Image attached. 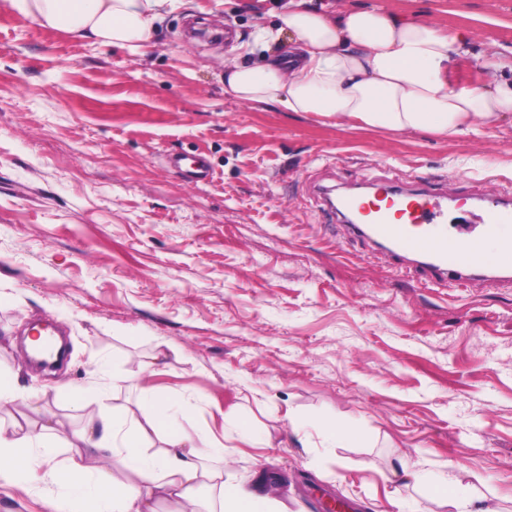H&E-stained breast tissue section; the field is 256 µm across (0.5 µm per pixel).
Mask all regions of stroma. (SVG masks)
<instances>
[{
    "label": "stroma",
    "instance_id": "1",
    "mask_svg": "<svg viewBox=\"0 0 512 512\" xmlns=\"http://www.w3.org/2000/svg\"><path fill=\"white\" fill-rule=\"evenodd\" d=\"M468 32L453 76L481 84L512 55V0H311ZM279 0H181L138 50L77 42L0 0V373L18 375L67 427L179 398L224 438V478L262 493L284 477L286 512H512V285L459 286L367 257L316 188L390 179L404 191L494 200L512 192V125L473 137L356 130L247 104L224 65L291 57L261 46ZM202 155L191 183L168 159ZM58 326L70 354L29 365L25 331ZM160 354L155 376L142 360ZM92 387L75 404L66 387ZM350 443L330 447L319 421ZM246 424L253 440L241 438ZM36 461L0 480V512H46ZM420 474L406 483L401 469Z\"/></svg>",
    "mask_w": 512,
    "mask_h": 512
}]
</instances>
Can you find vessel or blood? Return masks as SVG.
Masks as SVG:
<instances>
[{
    "label": "vessel or blood",
    "instance_id": "obj_1",
    "mask_svg": "<svg viewBox=\"0 0 512 512\" xmlns=\"http://www.w3.org/2000/svg\"><path fill=\"white\" fill-rule=\"evenodd\" d=\"M174 167L185 170L189 181L198 183L211 180L213 172L198 156L190 161L171 158ZM404 205L407 221L403 224L390 223L386 207ZM345 211L372 214L368 224L351 225L353 237L371 242L383 252L398 260L406 269L465 284L475 279L487 281L512 280V264L483 262L477 260L471 249L481 234L498 232L500 225L512 223V204L500 200L488 202L482 216L483 225L479 233L440 236L438 227L448 221V198L440 193L407 194L392 192L386 207L364 201L357 195H346L341 200ZM443 237L441 247H427V240Z\"/></svg>",
    "mask_w": 512,
    "mask_h": 512
}]
</instances>
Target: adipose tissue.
Returning a JSON list of instances; mask_svg holds the SVG:
<instances>
[{"mask_svg": "<svg viewBox=\"0 0 512 512\" xmlns=\"http://www.w3.org/2000/svg\"><path fill=\"white\" fill-rule=\"evenodd\" d=\"M176 0H9L19 15L75 40L138 49L150 40L163 10ZM290 36L295 54L255 66L228 65L224 84L237 100L310 112L357 129L454 137L512 124L511 67L485 60L488 79L458 86L451 74L467 54V39L432 22H413L372 5L330 15L308 0H285L275 29L257 41ZM35 420L20 437L0 429V480L20 482L40 456L67 443L66 463L51 470L64 491L44 500L48 512H157L155 501L195 502L201 490L219 491L220 512H276V501L226 482L213 460L224 443L200 433L185 410L165 393L150 394L138 411L113 408L92 424L65 429L55 416L32 407ZM129 481L115 482L101 461Z\"/></svg>", "mask_w": 512, "mask_h": 512, "instance_id": "1", "label": "adipose tissue"}]
</instances>
